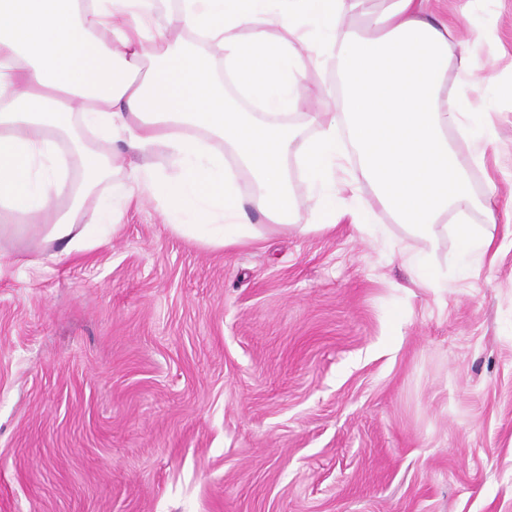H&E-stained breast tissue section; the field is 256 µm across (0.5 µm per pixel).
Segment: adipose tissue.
<instances>
[{"mask_svg": "<svg viewBox=\"0 0 512 512\" xmlns=\"http://www.w3.org/2000/svg\"><path fill=\"white\" fill-rule=\"evenodd\" d=\"M362 2L178 0L165 14L159 0H0V223L41 225L68 256L145 197L163 201L172 230L220 248L257 240L254 211L306 234L344 220L366 228L379 209L419 242L399 253L413 285L447 287L430 265L442 218L478 207L497 221L494 180L475 192L461 159L480 160L494 128L468 95H512V85L478 51L487 32L455 39L429 0H390L378 13ZM329 64L341 80L334 101L320 76ZM452 65L461 80L450 100ZM228 80L249 109L227 104ZM300 108L314 138L291 118ZM105 183L110 213L86 208ZM454 233L461 272L495 260L492 235L463 221Z\"/></svg>", "mask_w": 512, "mask_h": 512, "instance_id": "1", "label": "adipose tissue"}]
</instances>
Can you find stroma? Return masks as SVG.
<instances>
[{"label": "stroma", "mask_w": 512, "mask_h": 512, "mask_svg": "<svg viewBox=\"0 0 512 512\" xmlns=\"http://www.w3.org/2000/svg\"><path fill=\"white\" fill-rule=\"evenodd\" d=\"M489 29L512 83V0H435ZM494 263L456 276L441 231L417 288L379 237L260 224L214 248L132 204L89 251L0 237V512H512V97Z\"/></svg>", "instance_id": "35a3bbf8"}]
</instances>
